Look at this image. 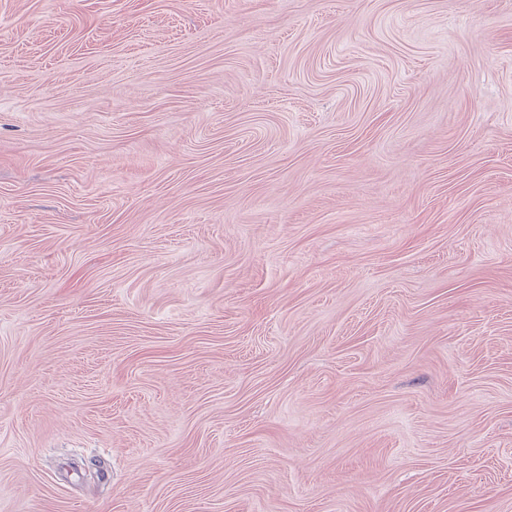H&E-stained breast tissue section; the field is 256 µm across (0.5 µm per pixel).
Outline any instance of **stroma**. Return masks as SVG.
I'll list each match as a JSON object with an SVG mask.
<instances>
[{
	"mask_svg": "<svg viewBox=\"0 0 512 512\" xmlns=\"http://www.w3.org/2000/svg\"><path fill=\"white\" fill-rule=\"evenodd\" d=\"M0 512H512V0H0Z\"/></svg>",
	"mask_w": 512,
	"mask_h": 512,
	"instance_id": "stroma-1",
	"label": "stroma"
}]
</instances>
